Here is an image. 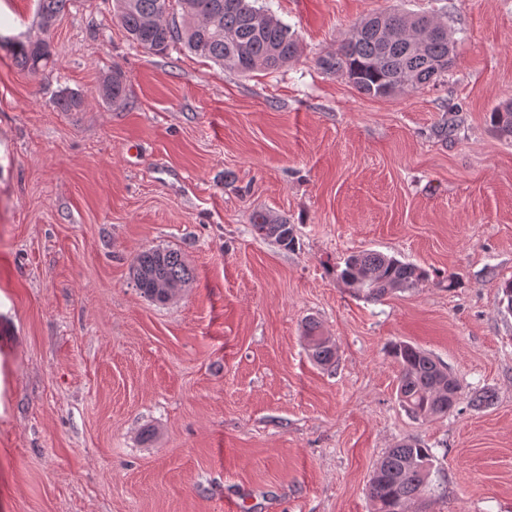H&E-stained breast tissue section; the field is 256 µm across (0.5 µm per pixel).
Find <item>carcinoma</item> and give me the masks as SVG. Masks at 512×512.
<instances>
[{"mask_svg":"<svg viewBox=\"0 0 512 512\" xmlns=\"http://www.w3.org/2000/svg\"><path fill=\"white\" fill-rule=\"evenodd\" d=\"M68 0H38L41 25L50 28ZM118 20L139 47L154 54L173 49L211 60L225 69L247 75L256 70L276 71L300 52L297 33L276 18L258 0H116ZM12 60L36 73L45 68L51 53L46 41L10 43ZM456 62L455 40L448 25L425 14L385 11L354 24L336 54L320 59L322 69L345 76L363 95L383 98L438 81ZM127 79L112 72L103 95L112 102L126 97ZM489 124L502 138L512 139V102L489 112ZM254 231L275 239L287 249L296 245L294 225L262 210L250 215ZM136 287L144 297L165 303L158 285L175 282L186 287L193 269L181 252L150 249L132 266ZM337 277L355 293L378 301L393 288H414L429 273L410 262L368 251L344 260ZM305 335L313 361L321 366L336 362V348L321 335L319 326L306 323ZM399 366L397 397L414 417L444 416L460 400L462 388L454 383L455 401H448V371L429 353L408 342L391 345ZM436 456L418 443H402L388 450L373 471L368 493L376 512H406L407 504L426 495L435 502L444 496L436 483Z\"/></svg>","mask_w":512,"mask_h":512,"instance_id":"cac0c4a2","label":"carcinoma"}]
</instances>
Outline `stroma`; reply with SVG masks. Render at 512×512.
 <instances>
[{"label":"stroma","instance_id":"1","mask_svg":"<svg viewBox=\"0 0 512 512\" xmlns=\"http://www.w3.org/2000/svg\"><path fill=\"white\" fill-rule=\"evenodd\" d=\"M269 4L301 54L243 75L143 50L114 0H69L47 30L37 0H0V38L51 52L34 74L0 49V512H374L368 481L406 441L446 490L407 512H512V140L488 123L512 99V0ZM393 8L447 21L448 76L373 98L320 68ZM156 248L195 273L165 303L131 275ZM363 250L430 277L365 300L334 272ZM309 319L334 365L311 362ZM396 341L458 380L447 416L399 404ZM250 223L257 234L274 238L287 249L295 247L294 226L286 219L274 217L262 210H255L250 215Z\"/></svg>","mask_w":512,"mask_h":512}]
</instances>
